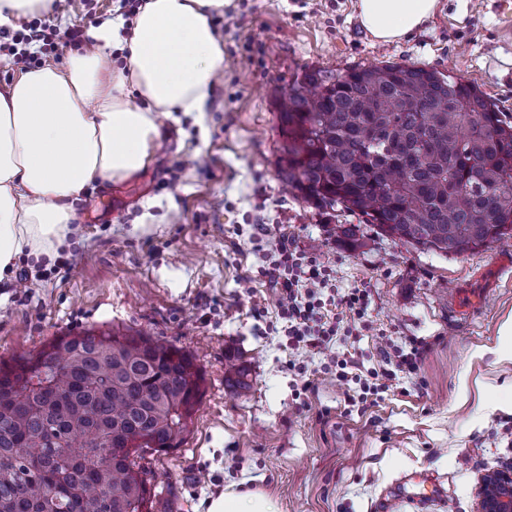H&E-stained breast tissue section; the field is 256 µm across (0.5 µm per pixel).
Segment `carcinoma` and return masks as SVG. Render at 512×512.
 I'll return each mask as SVG.
<instances>
[{"label":"carcinoma","instance_id":"cac0c4a2","mask_svg":"<svg viewBox=\"0 0 512 512\" xmlns=\"http://www.w3.org/2000/svg\"><path fill=\"white\" fill-rule=\"evenodd\" d=\"M276 110L278 175L315 207L444 256L512 236V123L474 86L396 62L305 70ZM203 382L192 353L118 327L0 361V512H155L141 460L185 442Z\"/></svg>","mask_w":512,"mask_h":512}]
</instances>
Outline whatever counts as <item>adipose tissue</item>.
<instances>
[{
	"label": "adipose tissue",
	"instance_id": "1",
	"mask_svg": "<svg viewBox=\"0 0 512 512\" xmlns=\"http://www.w3.org/2000/svg\"><path fill=\"white\" fill-rule=\"evenodd\" d=\"M230 0H144L132 23L107 19L66 70L33 68L0 91V280L25 254L54 258L92 184L122 183L161 146V118L204 116L224 70L212 25ZM438 0H358L378 42L400 40ZM121 61H114L113 51Z\"/></svg>",
	"mask_w": 512,
	"mask_h": 512
}]
</instances>
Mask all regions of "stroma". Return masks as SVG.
Wrapping results in <instances>:
<instances>
[{"label":"stroma","mask_w":512,"mask_h":512,"mask_svg":"<svg viewBox=\"0 0 512 512\" xmlns=\"http://www.w3.org/2000/svg\"><path fill=\"white\" fill-rule=\"evenodd\" d=\"M497 0H440L436 14L385 45L362 26L355 0H231L213 26L224 75L204 124L163 123L166 138L135 178L93 184L75 204L71 269L22 257L0 283V359L53 337L113 326L143 330L196 357L204 383L181 446L151 464L161 512H206L230 482L268 494L276 512H374L411 472L436 476L446 499L399 512H476L481 476L512 465V360L495 350L512 321V277L472 316L448 291L473 281L512 238L454 256L365 230L363 247L337 238L353 218L288 192L277 174L282 141L275 99L306 69L333 74L383 62L449 72L512 118V22ZM118 0H67L59 28L90 31L120 15ZM275 224L329 267L334 293H369L368 327H339L321 354L287 348L275 298L259 271L274 244L251 237ZM426 346L417 374L386 379L352 402L355 374L382 349ZM250 369L251 388L224 384L226 351ZM357 363L338 378L333 358Z\"/></svg>","instance_id":"35a3bbf8"}]
</instances>
